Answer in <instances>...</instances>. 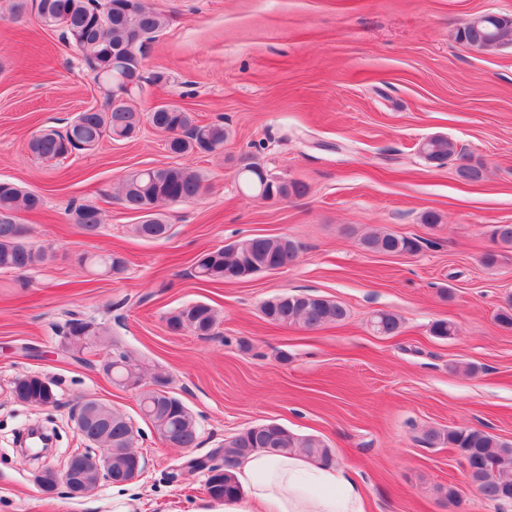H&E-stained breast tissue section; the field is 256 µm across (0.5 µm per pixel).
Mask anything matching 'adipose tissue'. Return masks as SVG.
<instances>
[{
	"label": "adipose tissue",
	"instance_id": "adipose-tissue-1",
	"mask_svg": "<svg viewBox=\"0 0 512 512\" xmlns=\"http://www.w3.org/2000/svg\"><path fill=\"white\" fill-rule=\"evenodd\" d=\"M235 479L241 496L208 501L202 512H365L363 494L345 470L299 454H251Z\"/></svg>",
	"mask_w": 512,
	"mask_h": 512
}]
</instances>
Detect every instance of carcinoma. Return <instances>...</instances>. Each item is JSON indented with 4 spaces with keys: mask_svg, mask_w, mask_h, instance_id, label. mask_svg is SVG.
<instances>
[{
    "mask_svg": "<svg viewBox=\"0 0 512 512\" xmlns=\"http://www.w3.org/2000/svg\"><path fill=\"white\" fill-rule=\"evenodd\" d=\"M32 11L42 26L61 29L62 36L76 45L88 67L98 77L103 104L98 109L78 113L65 131L45 128L29 140V150L37 157L52 161L65 158L73 151H90L105 138L130 139L147 121L157 131L168 135L167 149L176 156L187 153H211L224 145L228 131L219 122L201 124L194 114L175 103H160L143 113L137 103L151 84L168 80L163 72L150 77L143 73V55L147 42L169 25V17L146 5V0H10L9 11L19 16ZM455 40L468 47L478 44L484 51L507 49L512 45V21L505 20L488 28L466 25L457 30ZM425 159L442 167L463 158L452 139L435 135L422 140ZM242 191L263 199L277 194L281 198L300 197L307 191L301 181H281L271 177L255 163L239 168ZM465 182H479L486 177V166L467 161L465 171L457 173ZM206 190L204 179L195 170L179 165L151 167L131 172L121 184L119 197L123 205L135 212L150 208L154 212L134 225L133 232L144 240H163L169 236L167 216L158 210L164 203L190 202ZM42 206L39 194L11 180H0V270L25 271L49 260L42 249L34 248L20 232L17 215L36 211ZM70 220L86 236H96L102 223L101 211L92 203H80L68 210ZM491 236L500 248H512V224L493 226ZM363 247L382 254H405L419 251V240L390 232H377L361 239ZM299 244L288 237L254 236L236 240L213 250H205L194 258V276L206 283L226 282L232 272L245 279L277 268L288 256V264L298 258ZM83 265H93L107 274L124 270L120 258L108 255L79 257ZM263 318L272 324L299 326L314 330L327 324L341 323L347 309L337 301L309 294L283 293L260 306ZM219 323V314L211 305L196 302L178 308L167 318L175 331H190L209 336ZM401 318L389 311L372 317V330L392 336L399 332ZM100 323L75 314L65 323L63 345L78 353L106 335ZM116 385L132 384L140 390V410L159 439L170 438L180 448L199 445L200 425L188 407L157 385L170 383L164 373L120 352L112 361ZM13 393L22 404L40 408L55 397L51 383L38 376L23 375L13 382ZM83 437L94 439L95 446L112 451V472L120 473L133 456L135 437L133 424L118 410L101 403L96 416L79 425ZM424 443L442 444L467 455L477 470L473 479L480 482L481 493L489 500L512 501V441L501 439L477 427L430 429ZM300 449L310 459L324 464L331 460V448L321 439L300 435L270 421L260 430L248 427L210 451L221 456L224 466H210L206 492L214 499H230L240 492L234 470L254 452L287 455Z\"/></svg>",
    "mask_w": 512,
    "mask_h": 512,
    "instance_id": "carcinoma-1",
    "label": "carcinoma"
}]
</instances>
